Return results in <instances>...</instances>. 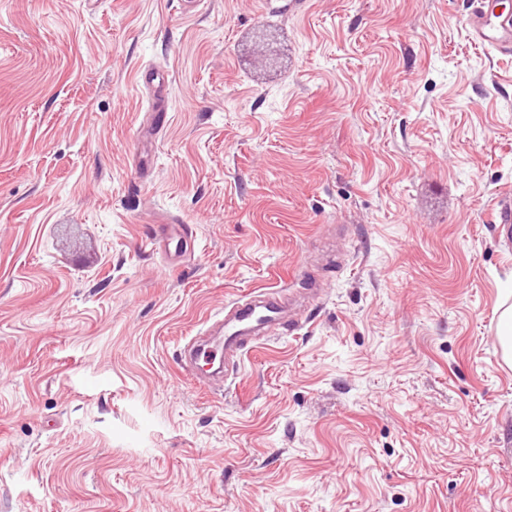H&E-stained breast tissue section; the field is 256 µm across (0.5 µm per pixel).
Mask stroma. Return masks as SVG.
<instances>
[{
  "label": "stroma",
  "mask_w": 512,
  "mask_h": 512,
  "mask_svg": "<svg viewBox=\"0 0 512 512\" xmlns=\"http://www.w3.org/2000/svg\"><path fill=\"white\" fill-rule=\"evenodd\" d=\"M470 2L0 0V512H512V53ZM466 16L465 24L469 28L472 37L481 42L499 49L512 52V22L506 20L497 27H492L491 16H494L492 0H480ZM494 229L497 235H503L509 241L512 239V195L507 193L503 196L495 209ZM268 296L256 300L251 297L239 301L224 316L221 329L224 330L223 342L218 347L203 346L196 350L197 358L207 364L218 359L220 367L237 375L242 356L253 346H249L251 334L278 320L282 313V304L278 292L271 290ZM249 346V347H248Z\"/></svg>",
  "instance_id": "35a3bbf8"
}]
</instances>
